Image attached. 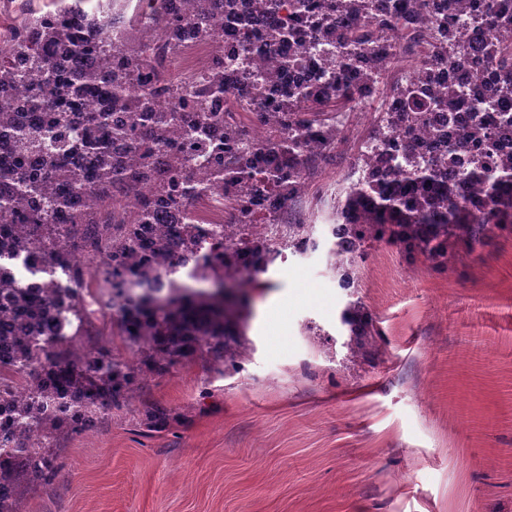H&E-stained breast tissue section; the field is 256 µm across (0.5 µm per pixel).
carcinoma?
I'll use <instances>...</instances> for the list:
<instances>
[{
  "instance_id": "cac0c4a2",
  "label": "carcinoma",
  "mask_w": 512,
  "mask_h": 512,
  "mask_svg": "<svg viewBox=\"0 0 512 512\" xmlns=\"http://www.w3.org/2000/svg\"><path fill=\"white\" fill-rule=\"evenodd\" d=\"M285 1L286 26L277 20ZM451 1L460 12H472L484 34L476 48L448 36ZM194 2L195 15L161 13L149 31L140 28L141 18L125 17V31L139 36L124 38L118 48L97 23L125 13V0H98L92 14L33 12L0 43V246L32 255L38 267L62 268L77 299L107 291L117 310L112 335L150 351L137 365L101 350L83 354L62 328L75 324L79 332L91 325L85 307L58 305L53 282L38 300L0 284V512H15L21 485H43L56 476L52 445L59 436L94 427L98 413L122 406L143 376L161 373L178 357L200 354L215 366L241 357L242 306L220 290L200 294L176 279L160 284V267L176 256L171 238L158 231L149 264L139 234L140 225L154 220L152 195L164 198L172 221L188 217L199 187L186 175V163L205 153V137L216 128L224 131V146L211 150L209 188L224 190L241 213L268 211L276 224L278 212L305 194L315 169L335 156L340 130L332 113L353 108V93L340 76L374 88L389 63L408 57L411 73L392 82L367 139L376 151L358 157L364 168L382 170L386 182H350L330 227L328 258L341 285L350 286L347 267L370 240L396 245L408 262L423 257L444 266L450 246L473 252L491 228L512 229V154L500 153L501 142L512 140V117L490 124L473 108L459 122L455 142L447 131L448 119L460 111L463 78L475 54L495 72L493 99L505 111L512 107V0ZM224 16L240 23L243 56L250 52L251 30L263 27L273 62L247 82L212 69L201 75L200 88L181 98V111H171L151 87L160 58L149 42L192 25L218 48ZM317 55L324 61L319 79L333 92L290 81L272 103L275 111H262L257 94ZM22 60L38 79L27 82L21 104L14 90L22 83L16 68ZM229 92L237 95L238 113L264 124V149L275 154L274 164H260L244 121L204 111L207 97ZM102 94L121 103L128 123L112 122L110 112L74 118L76 98ZM415 131L427 136V159L404 137ZM313 136L318 141L310 148ZM174 138L183 152H162ZM458 149L474 150L466 168L451 166ZM142 189L148 196L138 210L119 224L101 223L103 213ZM34 195L43 204L29 206ZM241 230L248 239L220 245L200 280L241 286L266 272L282 248L304 254L319 247L312 225L301 222L288 225L275 248L254 228ZM35 309L56 311L50 334L31 329ZM340 322L349 327L351 349L369 352L373 319L363 307L349 304Z\"/></svg>"
}]
</instances>
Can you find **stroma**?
I'll list each match as a JSON object with an SVG mask.
<instances>
[{
    "label": "stroma",
    "mask_w": 512,
    "mask_h": 512,
    "mask_svg": "<svg viewBox=\"0 0 512 512\" xmlns=\"http://www.w3.org/2000/svg\"><path fill=\"white\" fill-rule=\"evenodd\" d=\"M380 108L347 113L311 179L300 219L317 236ZM354 276L340 287L325 248L285 251L249 288L236 368L177 358L146 376L62 436L56 478L23 488L16 512H512V232L444 271L376 242ZM354 300L373 315L370 357L339 321ZM109 304L77 346L142 358L113 336ZM151 406L166 426L147 424Z\"/></svg>",
    "instance_id": "stroma-1"
}]
</instances>
